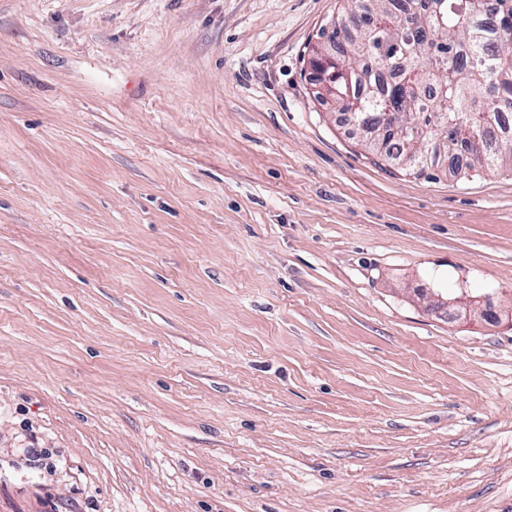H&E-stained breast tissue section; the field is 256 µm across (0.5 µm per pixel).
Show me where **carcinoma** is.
<instances>
[{
    "instance_id": "cac0c4a2",
    "label": "carcinoma",
    "mask_w": 512,
    "mask_h": 512,
    "mask_svg": "<svg viewBox=\"0 0 512 512\" xmlns=\"http://www.w3.org/2000/svg\"><path fill=\"white\" fill-rule=\"evenodd\" d=\"M372 14L377 27L353 9L331 27L336 103L385 129L369 143L376 161L412 170L428 148L424 131L445 112L448 149L468 154L454 177L512 169V0H492L486 12L471 0H374Z\"/></svg>"
}]
</instances>
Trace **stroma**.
I'll use <instances>...</instances> for the list:
<instances>
[{
	"label": "stroma",
	"instance_id": "1",
	"mask_svg": "<svg viewBox=\"0 0 512 512\" xmlns=\"http://www.w3.org/2000/svg\"><path fill=\"white\" fill-rule=\"evenodd\" d=\"M347 6L0 0V512H512V174L368 159Z\"/></svg>",
	"mask_w": 512,
	"mask_h": 512
}]
</instances>
